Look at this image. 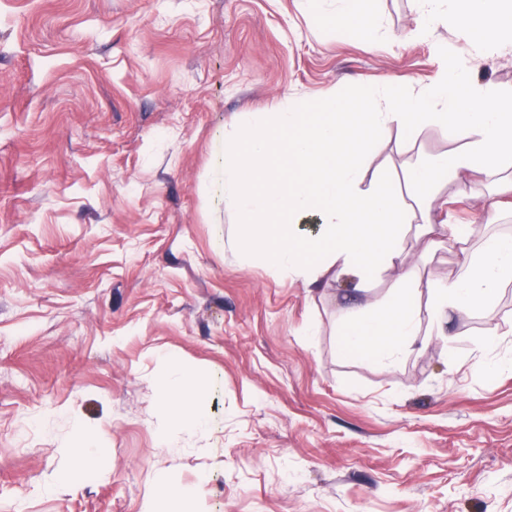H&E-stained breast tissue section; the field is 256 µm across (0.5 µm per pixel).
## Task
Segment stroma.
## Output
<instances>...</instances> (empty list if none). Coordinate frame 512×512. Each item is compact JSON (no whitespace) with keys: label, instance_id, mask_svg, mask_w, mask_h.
<instances>
[{"label":"stroma","instance_id":"obj_1","mask_svg":"<svg viewBox=\"0 0 512 512\" xmlns=\"http://www.w3.org/2000/svg\"><path fill=\"white\" fill-rule=\"evenodd\" d=\"M378 43L313 25L304 0H0V512H141L162 483L180 512H512V285L486 307L422 319L398 363L337 352L341 312L382 304L318 289L217 244L233 218L208 190L212 143L250 112L362 84L406 90L448 41L484 85L512 86V50L477 54L452 26L417 40L413 0H375ZM434 124L378 136L367 175L400 179L458 149ZM492 190L453 181L438 218L465 249L512 234ZM203 389L207 426L169 442L167 364ZM91 467L59 483L76 428Z\"/></svg>","mask_w":512,"mask_h":512}]
</instances>
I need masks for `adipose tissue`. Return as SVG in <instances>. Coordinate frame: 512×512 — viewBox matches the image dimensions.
<instances>
[{
  "label": "adipose tissue",
  "instance_id": "ef3b65f1",
  "mask_svg": "<svg viewBox=\"0 0 512 512\" xmlns=\"http://www.w3.org/2000/svg\"><path fill=\"white\" fill-rule=\"evenodd\" d=\"M371 0H339L336 10L317 8L319 21L355 34L378 33ZM423 20L419 37L433 36L438 25L455 23L475 37L487 56L512 49V0H415ZM441 77L414 91L385 85L363 87L352 99L326 97L310 105L281 104L276 111L250 116L233 134H218L213 147L217 205L231 212L235 230L229 241L245 259L301 277L316 286L329 272L350 277L367 289L380 273L396 271V281L378 308L346 310L338 353L378 362L407 354L422 317L440 322L468 309L492 303L512 284V235H492L477 251L465 254L458 272L445 281L424 282L409 263L406 236L418 225L434 251L465 241L466 224L436 222L431 207L407 208L399 184L380 178L361 186V170L373 150V138L397 125L412 139L426 120L464 138L463 148L436 155L412 167L406 180L422 193L456 179L472 190L492 184L494 209L512 211V88L475 81L467 61L447 43L437 45ZM319 225L311 237L296 226L309 214ZM428 286V309L419 306V290ZM178 397L161 394L166 433L184 425H206L193 405L201 390L179 363L169 365Z\"/></svg>",
  "mask_w": 512,
  "mask_h": 512
}]
</instances>
